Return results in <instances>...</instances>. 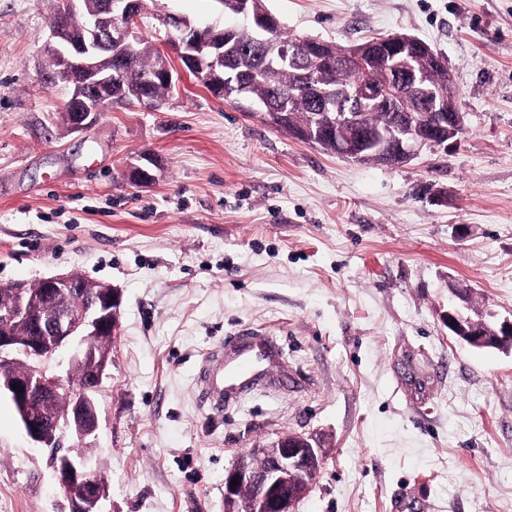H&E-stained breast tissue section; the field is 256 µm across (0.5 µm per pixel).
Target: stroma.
I'll return each mask as SVG.
<instances>
[{
	"instance_id": "obj_1",
	"label": "stroma",
	"mask_w": 512,
	"mask_h": 512,
	"mask_svg": "<svg viewBox=\"0 0 512 512\" xmlns=\"http://www.w3.org/2000/svg\"><path fill=\"white\" fill-rule=\"evenodd\" d=\"M56 0H0V286L76 271L120 288L97 394L103 512H224V472L279 436L319 441L299 512H512V353L450 336L454 285L512 318V0H266L284 34L343 47L401 33L448 60L467 131L400 166L277 130L180 71L157 107L80 133L46 75ZM222 23L218 0H146ZM149 164L151 183L128 177ZM252 329L281 349L223 412L212 346ZM0 512H69L8 396Z\"/></svg>"
}]
</instances>
